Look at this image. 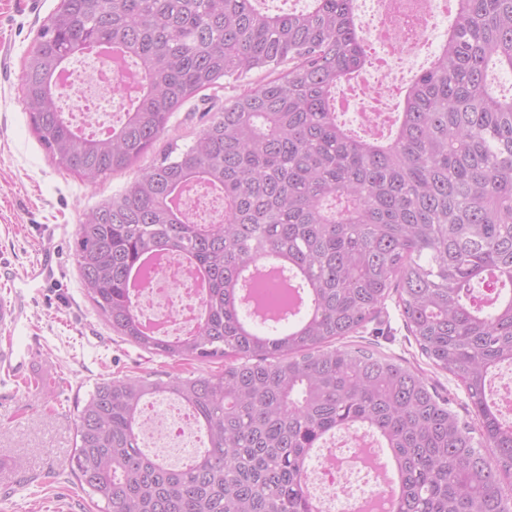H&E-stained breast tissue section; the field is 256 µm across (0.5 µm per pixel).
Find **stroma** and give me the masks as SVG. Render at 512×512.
<instances>
[{"instance_id": "obj_1", "label": "stroma", "mask_w": 512, "mask_h": 512, "mask_svg": "<svg viewBox=\"0 0 512 512\" xmlns=\"http://www.w3.org/2000/svg\"><path fill=\"white\" fill-rule=\"evenodd\" d=\"M59 0H0V301L19 309L16 326H0V512H98L70 472L77 408L96 382L112 377L198 376L220 361H173L112 333L85 296L74 255L83 216L116 195L137 168L89 184L57 166L30 121L22 85L24 62ZM262 72L226 80L208 102L173 114L156 150H183L204 125L207 103L223 104L265 81ZM343 345L367 347L417 369L447 396L461 419L475 421L462 383L434 368L409 332L396 298Z\"/></svg>"}]
</instances>
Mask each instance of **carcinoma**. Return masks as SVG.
Returning <instances> with one entry per match:
<instances>
[{
    "mask_svg": "<svg viewBox=\"0 0 512 512\" xmlns=\"http://www.w3.org/2000/svg\"><path fill=\"white\" fill-rule=\"evenodd\" d=\"M256 0H60L26 59L23 91L39 140L90 184L129 168L172 114L226 77H273L224 102L193 144L165 152L86 213L74 252L87 298L112 331L177 361L229 358L219 374L109 378L78 410L70 470L108 512H313L305 474L325 436L358 425L388 448L390 512H512V425L490 418L492 370L512 364V0H460L448 38L405 89L390 135L354 134L336 91L365 66L353 0L268 14ZM97 44L132 62L138 100L106 136L60 112L59 70ZM224 197V223L183 214L186 187ZM193 265L206 284L186 336L145 332L129 288L148 256ZM278 258L306 312L273 338L243 316L241 275ZM499 291L481 304L473 284ZM270 311L294 295L251 281ZM396 294L434 367L465 387L481 438L414 370L332 343ZM179 401L206 438L180 468L147 453L144 406Z\"/></svg>",
    "mask_w": 512,
    "mask_h": 512,
    "instance_id": "carcinoma-1",
    "label": "carcinoma"
}]
</instances>
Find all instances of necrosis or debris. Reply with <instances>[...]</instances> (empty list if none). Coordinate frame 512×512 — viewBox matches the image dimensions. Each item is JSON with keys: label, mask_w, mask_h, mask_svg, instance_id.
Wrapping results in <instances>:
<instances>
[{"label": "necrosis or debris", "mask_w": 512, "mask_h": 512, "mask_svg": "<svg viewBox=\"0 0 512 512\" xmlns=\"http://www.w3.org/2000/svg\"><path fill=\"white\" fill-rule=\"evenodd\" d=\"M377 9L362 14L368 24L367 35L382 48V62L376 69L374 82L350 81L340 96L345 111L360 113L366 119V132L380 136L390 125L391 116L406 84L395 68L411 64L413 58L427 47L434 35L437 13L448 11L450 0H375ZM64 90L74 104L69 118L75 128L99 132L100 123L90 118L96 110L99 91L105 90L125 98L126 86L113 81L105 65L94 71L68 73ZM196 276L177 258L162 261L146 278L139 294V309L147 322L162 328L164 335L179 336L194 328L199 315L194 297ZM151 450L166 456L191 457L200 449L190 424V417L180 403L172 398L151 401L142 418ZM364 437L338 441L326 448L313 471L306 477L307 488L320 505V512H364L363 505L373 499L372 489L379 484L378 471L364 465L359 452Z\"/></svg>", "instance_id": "necrosis-or-debris-1"}]
</instances>
